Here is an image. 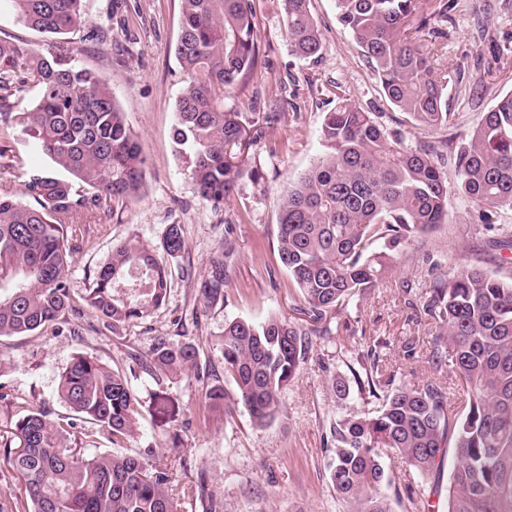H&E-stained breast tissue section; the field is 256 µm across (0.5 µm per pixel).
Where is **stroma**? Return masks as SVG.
<instances>
[{
    "label": "stroma",
    "mask_w": 512,
    "mask_h": 512,
    "mask_svg": "<svg viewBox=\"0 0 512 512\" xmlns=\"http://www.w3.org/2000/svg\"><path fill=\"white\" fill-rule=\"evenodd\" d=\"M84 0L88 27L110 32L105 41L82 34L51 36L16 20L9 0H0V38L20 41L41 54L67 49L80 65L95 70L140 143L146 159V185L118 218L101 224L86 218L66 283L73 297L91 288L94 277L123 242L159 248L168 225H182L186 249L169 262L167 299L134 325L111 332L91 312L68 316L58 332L0 338V426L18 418L19 401L40 403L53 417L67 415L56 394L60 373L79 353L96 355L111 367H127L130 352H148L158 338L192 341L201 363H218L219 338L234 319L261 323L272 316L300 321L303 299L277 252V217L289 184L322 152L319 132L334 103L327 88L343 86L350 100L380 113L388 127L409 144L439 141L446 130L412 126L384 97L349 32L336 19L335 0H312L322 32L318 59L292 55L285 33L283 0H254L260 62L243 91L229 103L250 111L256 96L279 91L289 105L262 125L248 164L262 178H243L223 206L203 200L186 164L174 148L175 105L185 83L175 56L180 27L179 0ZM439 44V64L460 71L448 89V109L456 131L470 133L485 112L512 92V0H460ZM452 221L393 253L374 291L350 301L332 316L326 335L308 336L307 354L283 393L284 412L266 426H255L245 409L221 416L202 408L199 383L187 375L154 381L134 379L142 401L138 430L124 444L127 454L154 452L167 458L180 485L205 471L222 512H349L329 478L331 430L350 412L375 411L377 403L351 392L337 404L328 391L337 378L361 372L369 346H376L396 384L417 385L431 373L428 343L436 328L402 290H419L435 274L468 263L512 279V252L498 250L491 232L465 198H448ZM229 277L224 301L210 307L199 290L214 258ZM382 463L399 498L395 512H412L409 494L423 480L394 452Z\"/></svg>",
    "instance_id": "35a3bbf8"
}]
</instances>
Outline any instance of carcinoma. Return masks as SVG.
<instances>
[{
    "label": "carcinoma",
    "instance_id": "obj_1",
    "mask_svg": "<svg viewBox=\"0 0 512 512\" xmlns=\"http://www.w3.org/2000/svg\"><path fill=\"white\" fill-rule=\"evenodd\" d=\"M18 20L41 33L65 35L85 27L83 0H11ZM176 56L185 89L176 101L174 144L185 158L200 197L219 207L244 177L256 131L271 120L224 105L258 62L253 0H180ZM311 0H284L292 54L317 59L322 37ZM385 97L419 128H451L448 85L459 72L438 62L422 43L432 20L448 22L455 0H335ZM29 84L35 103L14 108ZM336 106L320 129L323 153L288 187L277 224L282 266L306 303L303 314L320 323L355 296L370 292L391 252L451 223L449 194L465 196L479 221L498 232L495 246L512 247V93L502 96L470 134L439 143L405 144L400 133L351 103L345 88L329 90ZM25 138L47 156L50 170L29 175L15 197L8 175L14 141ZM145 158L108 85L67 53L40 55L25 44L0 40V337L55 330L65 312H80L65 275L80 218L119 214L145 186ZM378 243L380 249L370 250ZM162 251L122 243L100 267L83 298L116 330L150 314L168 293L166 258L185 251L183 228H166ZM227 274L214 259L200 292L224 303ZM423 314L437 332L429 341L432 374L419 386H393L375 349L366 353L358 390L379 401L375 411L347 414L334 426L330 479L351 512H393L392 479L379 449L398 452L438 493L448 449L447 512H512V281L468 264L439 276L419 294ZM308 332L276 316L261 324L232 320L219 343L223 374L198 371L199 347L159 338L132 357L126 370L79 353L59 376L57 396L92 427L53 420L40 406L19 404L23 416L0 433L25 502L0 497V512H181L187 497L220 502L205 472L191 485H173L168 462L157 456L114 453L141 417L131 379L187 370L202 383L205 405L229 416L245 408L263 426L282 413V393L295 377ZM234 392L228 393L224 381ZM460 395L453 403L450 386ZM79 434L81 438L72 439Z\"/></svg>",
    "mask_w": 512,
    "mask_h": 512
}]
</instances>
